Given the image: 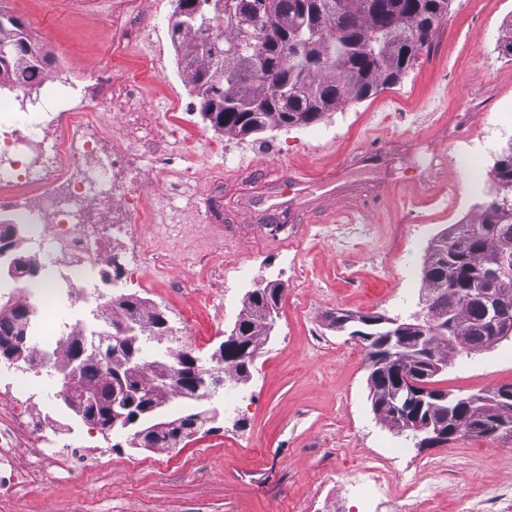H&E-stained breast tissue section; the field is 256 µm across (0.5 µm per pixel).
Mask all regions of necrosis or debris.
<instances>
[{
    "label": "necrosis or debris",
    "mask_w": 512,
    "mask_h": 512,
    "mask_svg": "<svg viewBox=\"0 0 512 512\" xmlns=\"http://www.w3.org/2000/svg\"><path fill=\"white\" fill-rule=\"evenodd\" d=\"M37 90L38 105L54 115L37 130H30L24 113L0 128V213L14 212L30 231L33 256L51 264L52 275L34 292L17 296L16 304L46 309L61 293L82 302L107 307L109 298L90 296L88 289L105 264H117L125 247L129 224L135 223L140 196L130 180H116L114 171L126 166L121 146L104 149L84 133L99 119L98 103L107 101L110 81L99 76L74 97L73 86L60 81L47 86L44 75L29 82ZM119 197L126 203L124 222L97 212L100 200ZM97 223H89L90 212ZM27 380H16L0 394V491L16 495L35 484L47 483L43 462L55 460L59 469L77 471L85 462L108 463L106 452L74 447L60 452L53 437L55 424L33 402ZM349 494L363 504V512H393L396 498L378 466L339 473Z\"/></svg>",
    "instance_id": "necrosis-or-debris-1"
}]
</instances>
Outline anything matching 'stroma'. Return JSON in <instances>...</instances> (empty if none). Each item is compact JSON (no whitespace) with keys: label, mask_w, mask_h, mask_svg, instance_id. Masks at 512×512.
<instances>
[{"label":"stroma","mask_w":512,"mask_h":512,"mask_svg":"<svg viewBox=\"0 0 512 512\" xmlns=\"http://www.w3.org/2000/svg\"><path fill=\"white\" fill-rule=\"evenodd\" d=\"M33 39L76 89L101 68L112 76L103 121L126 147L143 197L134 232L144 254L136 270L107 269L121 294L160 309L203 364L229 335L250 291L284 289L270 339L237 388L172 399V411L219 410L211 430L179 447L135 448L127 434L102 435L55 397L60 379L41 381L42 408L89 446L108 448L111 467L67 476L27 494L0 496V512H347L338 472L381 463L393 478L442 461L448 470L430 512H467L471 500L512 488V441L461 436L418 448L374 413L360 342L328 317L379 313L408 320L421 311L423 268L432 240L476 219L491 173L512 145V0H451L432 41L396 84L346 104L308 126L238 138L210 126L186 85L170 41L172 0H7ZM152 78L132 89L135 75ZM452 138H435L434 123ZM381 156L362 158L374 142ZM251 168L239 182L236 172ZM450 168L453 194L414 200L398 186ZM288 169L310 188L288 195L278 220L244 216L247 198L267 192ZM339 170L336 193L353 210L319 212L321 182ZM436 385L467 397L512 384V337L456 355ZM406 455L394 458L393 451ZM137 458L142 468H125Z\"/></svg>","instance_id":"stroma-1"}]
</instances>
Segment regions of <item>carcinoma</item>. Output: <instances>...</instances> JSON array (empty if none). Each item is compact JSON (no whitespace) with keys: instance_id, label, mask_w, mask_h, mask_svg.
<instances>
[{"instance_id":"cac0c4a2","label":"carcinoma","mask_w":512,"mask_h":512,"mask_svg":"<svg viewBox=\"0 0 512 512\" xmlns=\"http://www.w3.org/2000/svg\"><path fill=\"white\" fill-rule=\"evenodd\" d=\"M207 2L174 0L170 40L204 119L228 135L247 136L310 125L350 101L396 83L416 59L414 45L422 48L431 42L433 26L448 14L450 0H266L258 10L254 8L258 0H213L212 7ZM2 23L12 27L16 40L8 61H0V88L14 89V80L20 76L48 74L52 65L49 55L30 37L24 22L0 2ZM217 23L224 24L227 35L216 34ZM299 29L307 36L314 30L324 33L323 43L335 48L322 65H306L303 73L286 63L284 53L286 43ZM243 43L257 54L261 75L248 82H232L224 78V66L237 61L224 54ZM275 85L288 94V106L272 92ZM494 169L509 203L491 198L477 219L433 242L434 249H450L453 269L438 263L424 269V296H436L434 317L423 318V330L411 335L427 336L434 356L444 364L460 349L438 332L443 311L455 294L482 278L503 256L512 258V145L503 151ZM280 298L276 287L252 290L245 312L235 324L239 334L256 339L262 336L255 313L277 309ZM453 319V334L463 338L467 351H482L493 344L490 316L478 302L457 307ZM150 342L146 338L137 345L141 370L133 383L143 402L159 395L150 369L167 357L163 350L151 348ZM253 363L238 346L224 352V366L234 380L248 374ZM112 381V374L93 364L83 375V386L96 390L104 402L112 398ZM394 386L391 374L382 373L372 379L370 393L383 398ZM159 396L168 404L169 394Z\"/></svg>"}]
</instances>
